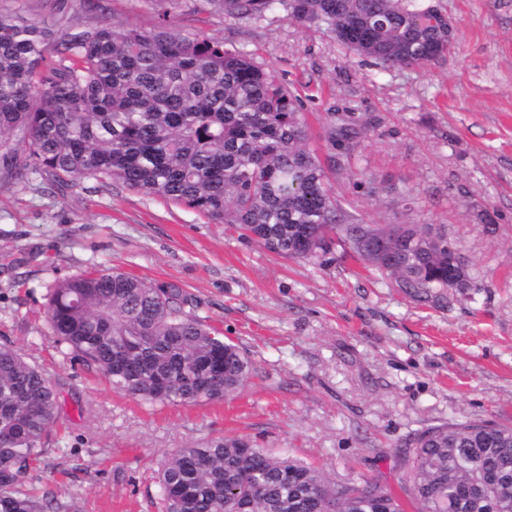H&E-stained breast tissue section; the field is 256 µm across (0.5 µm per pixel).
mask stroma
<instances>
[{"mask_svg":"<svg viewBox=\"0 0 512 512\" xmlns=\"http://www.w3.org/2000/svg\"><path fill=\"white\" fill-rule=\"evenodd\" d=\"M455 48L427 66L384 70L323 31L271 12L258 22L185 13L182 25L250 53L304 99L311 143L326 115L370 129L334 178L365 224H442L471 287L421 303L343 250L294 260L193 209L90 180L64 190L34 176L0 183V343L10 341L60 393L53 451L27 487L81 512H157L163 453L240 436L313 464L328 479H368L398 494L417 433L454 421L512 426V0H443ZM55 29L92 25L83 0H0ZM100 265L191 294L210 324L246 349L253 373L233 397L141 405L47 328L55 281Z\"/></svg>","mask_w":512,"mask_h":512,"instance_id":"35a3bbf8","label":"stroma"}]
</instances>
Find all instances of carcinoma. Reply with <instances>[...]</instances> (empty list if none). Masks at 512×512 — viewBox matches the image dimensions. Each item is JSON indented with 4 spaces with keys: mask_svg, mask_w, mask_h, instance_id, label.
<instances>
[{
    "mask_svg": "<svg viewBox=\"0 0 512 512\" xmlns=\"http://www.w3.org/2000/svg\"><path fill=\"white\" fill-rule=\"evenodd\" d=\"M155 20L129 29L106 19L49 30L0 8V181L32 176L63 188L119 183L235 224L293 259L351 246L419 302H439L473 277L447 232L432 224H361L330 175H375L354 164L368 126L327 113L330 152L310 148L299 98L248 53L177 23L186 0H144ZM281 9L384 69L446 56L447 13L431 0H195L194 11L260 20ZM18 136L21 148L6 137ZM455 265V278L448 266ZM46 320L64 355L103 373L144 404H198L236 393L253 371L246 352L200 315L173 283L111 268L56 282ZM59 396L20 349L0 343V512H77L24 479L45 463ZM418 512H512V427L456 421L409 444ZM160 512H403L372 481L331 482L299 460L236 436L166 453Z\"/></svg>",
    "mask_w": 512,
    "mask_h": 512,
    "instance_id": "cac0c4a2",
    "label": "carcinoma"
}]
</instances>
